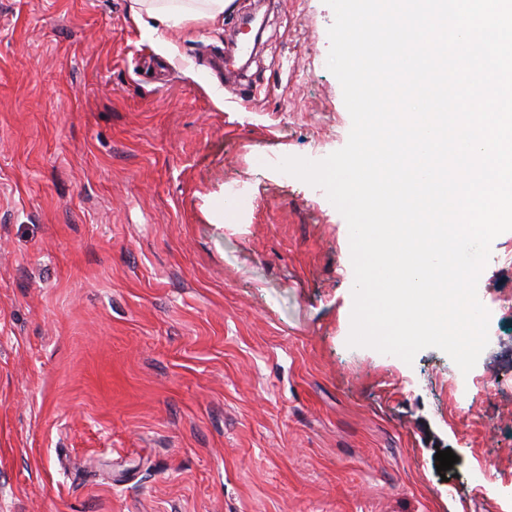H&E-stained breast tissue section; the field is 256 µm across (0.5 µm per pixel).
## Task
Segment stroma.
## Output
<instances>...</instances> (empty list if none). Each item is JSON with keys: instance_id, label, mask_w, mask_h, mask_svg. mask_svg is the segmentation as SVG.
Here are the masks:
<instances>
[{"instance_id": "1", "label": "stroma", "mask_w": 512, "mask_h": 512, "mask_svg": "<svg viewBox=\"0 0 512 512\" xmlns=\"http://www.w3.org/2000/svg\"><path fill=\"white\" fill-rule=\"evenodd\" d=\"M136 8L0 0V512H512V231L478 386L348 346L346 221L277 169L348 140L332 9ZM144 6L146 12L151 15L163 16L161 11H167L163 18L181 17L186 13L197 14L198 17L206 18L212 22H216L224 15V9L230 5L232 0H193V1H160V0H136ZM188 2L196 4L191 7H164L158 3Z\"/></svg>"}]
</instances>
